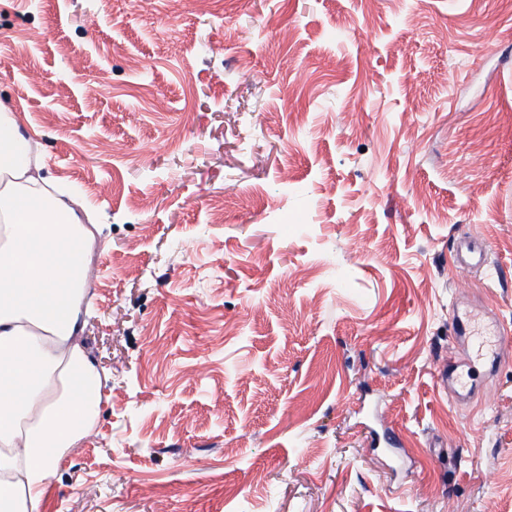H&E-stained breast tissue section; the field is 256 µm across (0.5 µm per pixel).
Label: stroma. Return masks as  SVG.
<instances>
[{"instance_id":"35a3bbf8","label":"stroma","mask_w":512,"mask_h":512,"mask_svg":"<svg viewBox=\"0 0 512 512\" xmlns=\"http://www.w3.org/2000/svg\"><path fill=\"white\" fill-rule=\"evenodd\" d=\"M0 60L98 228L108 399L42 512H512V0H0ZM455 259L460 271L467 274H485L489 268L485 246L476 236H464L458 240Z\"/></svg>"}]
</instances>
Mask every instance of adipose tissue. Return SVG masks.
Wrapping results in <instances>:
<instances>
[{
  "label": "adipose tissue",
  "instance_id": "obj_1",
  "mask_svg": "<svg viewBox=\"0 0 512 512\" xmlns=\"http://www.w3.org/2000/svg\"><path fill=\"white\" fill-rule=\"evenodd\" d=\"M96 245L0 104V512H41L61 460L98 421L106 379L82 342Z\"/></svg>",
  "mask_w": 512,
  "mask_h": 512
}]
</instances>
